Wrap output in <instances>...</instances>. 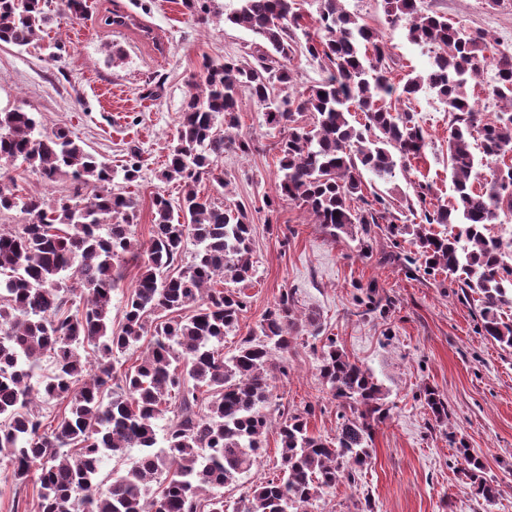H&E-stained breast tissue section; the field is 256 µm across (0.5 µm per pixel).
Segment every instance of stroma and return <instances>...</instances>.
I'll list each match as a JSON object with an SVG mask.
<instances>
[{
	"mask_svg": "<svg viewBox=\"0 0 512 512\" xmlns=\"http://www.w3.org/2000/svg\"><path fill=\"white\" fill-rule=\"evenodd\" d=\"M116 4L136 16L152 40L106 26L103 18ZM89 5L84 18L59 16L52 24L50 38L64 47L61 61L36 45L0 44V109L20 106L45 129L68 128L116 170L126 164L129 146L137 145L139 179L128 184L118 177L113 186L136 199L135 232L145 242L154 194L174 201L182 194L180 184L163 181L161 172L194 77L204 60L243 59L255 37L226 22L236 0H215L201 23L184 15L181 0H89ZM344 7L387 40L394 84L426 69L427 52L407 40L405 28L390 29L381 0H344ZM421 7L469 31L512 27V0H421ZM411 107L428 135L426 156L398 170L393 182L374 185L410 223L416 217L408 204L418 185L430 184L444 203L453 196L448 113L424 95ZM239 119L241 132L254 140L252 152H225V187L209 181L197 187L201 195L245 204L253 225L255 271L237 285L247 307L236 335L224 341L225 354L234 352L239 338L258 333L265 312L291 289L300 310L318 314L323 335H299L285 353L287 373L273 382L281 412L295 414L313 404L310 433L335 437L339 409L319 373L327 337L372 373L389 408L388 418L375 428L372 460L358 482H339L308 512H359L367 501L373 512H512V350L484 335L477 299H463L455 276L409 274L403 258L415 251L410 240L396 244L381 231L369 241L334 238L301 206L283 203L268 210L263 198L277 194L281 134L265 125L263 109L253 101H244ZM371 286L380 306L368 313L362 301ZM427 386L447 402V422L438 423L426 409ZM461 443L483 460L488 478L498 485L495 500L471 494L456 455ZM279 462L278 429L272 426L259 462L226 488V500L237 501L252 483L276 473Z\"/></svg>",
	"mask_w": 512,
	"mask_h": 512,
	"instance_id": "35a3bbf8",
	"label": "stroma"
}]
</instances>
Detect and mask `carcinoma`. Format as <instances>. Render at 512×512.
<instances>
[{
    "instance_id": "1",
    "label": "carcinoma",
    "mask_w": 512,
    "mask_h": 512,
    "mask_svg": "<svg viewBox=\"0 0 512 512\" xmlns=\"http://www.w3.org/2000/svg\"><path fill=\"white\" fill-rule=\"evenodd\" d=\"M213 0H181L186 14L206 20ZM226 20L259 40L252 59L204 61L182 110L161 178L178 181L172 203L158 193L149 240L142 242L135 198L112 190V168L64 128L39 129L31 112L0 110V159L52 185L74 184L73 194L51 201L16 193L15 178L0 171V212L18 208L25 224L0 227V466L17 487L33 486L35 512H307V506L345 478L356 482L372 457L375 426L388 414L372 375L327 339L320 376L342 409L331 440L309 432L312 406L279 422V473L251 485L234 504L224 488L258 462L271 423L272 380L285 373L274 352H288L296 335L318 336L317 314L300 313L295 292L284 291L263 317L260 334L242 338L224 356V338L247 307L241 292L222 288L251 277L252 225L246 207L205 197L207 179L225 188L220 165L227 150L247 154L251 136L238 132L243 98L265 106L279 142V192L266 198L303 207L333 237L374 229L416 247L409 261L429 274L458 277L463 296H479L487 336L512 348V243L488 232L500 214H512V49L484 31L468 32L417 0H382L389 26H403L430 53L427 69L402 88L391 81L387 41L342 0H318L311 26L295 0H238ZM49 0H0V43L26 47L43 39L52 22ZM88 0H56V12L88 13ZM325 76L299 87L294 65L298 34ZM495 81L489 95L498 110L482 128L469 89L484 63ZM434 92L448 107V172L453 201L436 204L420 187L421 220L402 224L391 204L364 196L365 173L389 183L396 169L425 155L426 132L401 107ZM138 151L122 179L140 178ZM489 170L482 188L474 187ZM431 224H448V234ZM191 260L182 266L187 245ZM139 263L119 330H112V292L123 287L124 265ZM152 336L140 358L116 374L117 355ZM51 370L42 372L44 359ZM424 403L435 420L448 419L445 400L431 387ZM64 405L57 424L41 405ZM167 421L158 436L157 421ZM139 448L132 467L100 479L102 461ZM475 496L490 501L497 489L482 460L456 448Z\"/></svg>"
}]
</instances>
